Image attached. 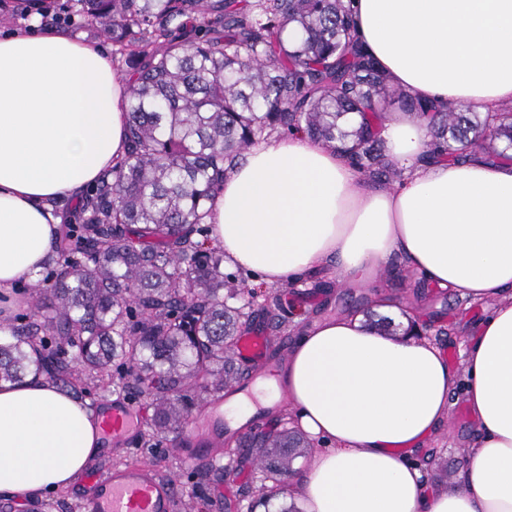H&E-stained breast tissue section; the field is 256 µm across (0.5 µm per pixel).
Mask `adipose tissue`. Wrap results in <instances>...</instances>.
<instances>
[{
	"mask_svg": "<svg viewBox=\"0 0 512 512\" xmlns=\"http://www.w3.org/2000/svg\"><path fill=\"white\" fill-rule=\"evenodd\" d=\"M356 32L419 100L512 107V0H355ZM129 95L102 47L47 29L0 37V297L43 268L60 236L50 200L79 198L123 154ZM394 189L304 135L253 147L225 178L209 222L230 265L277 286L332 264L370 289L402 258L428 287L486 305L454 369L432 342L388 336L347 312L316 320L273 375L224 404L244 422L285 410L320 443L297 476L304 512H512V161L430 160L427 123L385 116ZM463 389L479 438L459 486L426 493L399 450L422 445ZM102 447L97 416L51 380L0 382V495L74 481Z\"/></svg>",
	"mask_w": 512,
	"mask_h": 512,
	"instance_id": "obj_1",
	"label": "adipose tissue"
}]
</instances>
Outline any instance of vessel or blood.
Segmentation results:
<instances>
[{
	"mask_svg": "<svg viewBox=\"0 0 512 512\" xmlns=\"http://www.w3.org/2000/svg\"><path fill=\"white\" fill-rule=\"evenodd\" d=\"M267 338L260 332H245L236 341V358L244 366L260 365ZM101 425L112 444L124 446L135 433V410L125 404H102ZM224 415L212 410L201 416L195 426L191 457L221 456ZM89 492L85 512H176L177 498L170 480L160 477L148 464H120L105 471L90 470L84 475Z\"/></svg>",
	"mask_w": 512,
	"mask_h": 512,
	"instance_id": "b4317fda",
	"label": "vessel or blood"
}]
</instances>
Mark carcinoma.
<instances>
[{
	"label": "carcinoma",
	"mask_w": 512,
	"mask_h": 512,
	"mask_svg": "<svg viewBox=\"0 0 512 512\" xmlns=\"http://www.w3.org/2000/svg\"><path fill=\"white\" fill-rule=\"evenodd\" d=\"M70 2L132 70L127 147L67 224L30 313L4 328L0 380L132 390L150 401V441L240 381L233 350L254 296L200 237L251 147L302 132L389 183L400 171L378 127L397 103L426 116L435 159L512 150V108L441 109L392 86L357 37L351 0ZM249 447L266 477L289 472L288 434Z\"/></svg>",
	"instance_id": "obj_1"
}]
</instances>
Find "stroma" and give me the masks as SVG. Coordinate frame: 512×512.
<instances>
[{"instance_id": "stroma-1", "label": "stroma", "mask_w": 512, "mask_h": 512, "mask_svg": "<svg viewBox=\"0 0 512 512\" xmlns=\"http://www.w3.org/2000/svg\"><path fill=\"white\" fill-rule=\"evenodd\" d=\"M277 294L288 326L284 333L269 338L268 359L272 362L287 354L302 331L316 319L347 311L376 319L381 316L365 291L338 285L329 265L278 289ZM421 305L418 325L422 338L450 354L453 367L462 368L474 327L484 314L483 305L436 288L427 289ZM477 437V425L464 402H456L449 409L447 423L439 425L432 437L413 452L422 462L428 490L448 491L457 486L460 475L469 465ZM182 450L179 435L158 436L154 445L147 446L137 434L122 456H114L107 450L93 458L92 463L102 470L118 458L125 462L152 463L161 477L175 480L179 512H194L197 494L201 491L207 497L203 512H269L268 506H252L250 498L243 495L245 487L255 488L264 482L252 457L238 455L233 461L218 464L206 460L189 462L183 458ZM243 467L248 470L245 478L237 481L229 478V471ZM85 492V485L78 478L68 489L43 497L1 495L0 512H77L76 505Z\"/></svg>"}]
</instances>
